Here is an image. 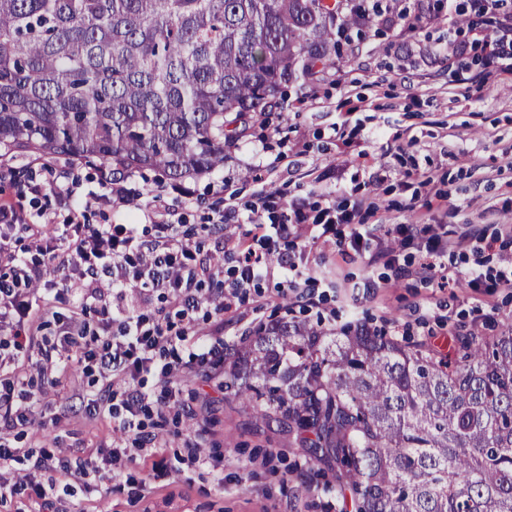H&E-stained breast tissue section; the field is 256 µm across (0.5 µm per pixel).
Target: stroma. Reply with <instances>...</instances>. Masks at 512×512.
Wrapping results in <instances>:
<instances>
[{
    "label": "stroma",
    "mask_w": 512,
    "mask_h": 512,
    "mask_svg": "<svg viewBox=\"0 0 512 512\" xmlns=\"http://www.w3.org/2000/svg\"><path fill=\"white\" fill-rule=\"evenodd\" d=\"M454 20L448 4L439 21L413 31L395 25L361 44L355 62L331 70L326 81L300 94L288 89L273 123L255 125L222 167L182 181L189 193L182 203H174L161 174H131L130 187L161 222L176 208L187 224L205 223L221 192L235 194L241 211L224 234L256 250L246 207L262 196L277 201L261 217L266 224L281 223L298 204L313 212L337 191L362 200L361 217L377 235L369 251L357 255L309 236L281 240V249L303 250L315 288L301 282L283 292L280 276L262 281L225 315V344L289 310L328 324L362 318L435 346L454 332L475 326L492 334L512 322V288L468 286L471 272L494 278L512 269V70L467 53L449 56ZM461 75L467 85L458 83ZM41 165L33 155L1 157L0 197L17 198ZM397 224L444 225L471 237L443 257V270L422 273L426 255L415 248L402 250L394 269L374 254L396 246L389 230ZM178 387L163 430L168 476L134 499L126 479L139 476L140 464L126 462L119 477L102 480L108 496L75 481L62 498L66 512H340L322 479L306 473L299 449L255 437L244 416L225 408L218 378L197 374ZM49 395L17 446L78 452L113 437L76 411L70 380ZM189 405L202 408L203 423L188 417ZM197 431L206 452L223 456V472L182 464L184 442Z\"/></svg>",
    "instance_id": "1"
}]
</instances>
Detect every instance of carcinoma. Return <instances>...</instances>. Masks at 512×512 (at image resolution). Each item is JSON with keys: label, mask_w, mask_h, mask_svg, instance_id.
Here are the masks:
<instances>
[{"label": "carcinoma", "mask_w": 512, "mask_h": 512, "mask_svg": "<svg viewBox=\"0 0 512 512\" xmlns=\"http://www.w3.org/2000/svg\"><path fill=\"white\" fill-rule=\"evenodd\" d=\"M457 23L481 18L459 0ZM379 0H0V150L195 178L352 63ZM224 402L302 449L346 512H512V324L442 352L297 316L224 355Z\"/></svg>", "instance_id": "cac0c4a2"}]
</instances>
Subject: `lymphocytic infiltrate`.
<instances>
[{"label":"lymphocytic infiltrate","mask_w":512,"mask_h":512,"mask_svg":"<svg viewBox=\"0 0 512 512\" xmlns=\"http://www.w3.org/2000/svg\"><path fill=\"white\" fill-rule=\"evenodd\" d=\"M22 202L0 199V501L17 499L45 512L78 475L115 470L125 460L140 459L143 477L155 479L168 465L163 437L147 430L145 420L173 395V383L195 365L224 356V341L194 342L191 332L203 305L230 311L241 293L257 287L269 266L261 255L246 252L232 272L212 269L211 280L231 276L228 289L203 292L190 266L199 250L192 234L173 224H160L143 208L128 186V177L100 169L94 189L78 179L47 186L37 178L24 184ZM53 196L67 209L64 222L50 210L29 212L25 202ZM132 212L129 224H94L98 207ZM296 222L313 220L337 246L366 251L373 228L355 223V209L328 200L315 216L293 210ZM65 269L63 286L41 292L46 265ZM155 290L165 307L145 313L126 306L134 291ZM65 304V315L51 316L46 294ZM51 327L50 340L39 343L35 332ZM81 368L93 390L83 392L85 414L113 421L116 430L132 435V444L113 442L79 457L67 449L20 452L12 436L25 432L45 403V393L28 388L27 371L38 376H69ZM155 376L156 389L144 388Z\"/></svg>","instance_id":"obj_1"}]
</instances>
